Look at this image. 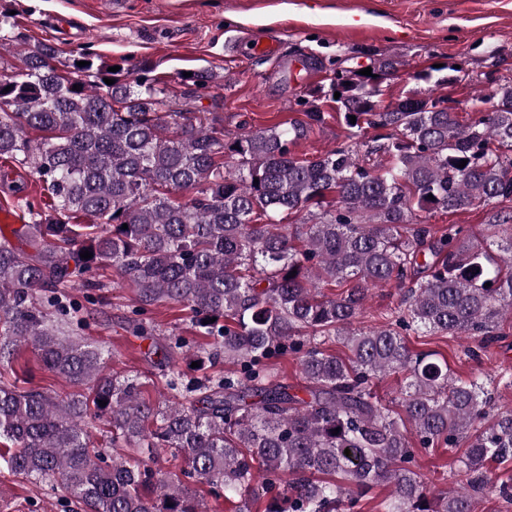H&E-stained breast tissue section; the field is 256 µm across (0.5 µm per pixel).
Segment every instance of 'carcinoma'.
<instances>
[{
	"mask_svg": "<svg viewBox=\"0 0 512 512\" xmlns=\"http://www.w3.org/2000/svg\"><path fill=\"white\" fill-rule=\"evenodd\" d=\"M57 56L37 42L0 79V158L29 168L52 200L49 215L28 208L33 223L13 230L21 245L0 240V364L30 344L76 391L60 397L0 379L7 471L60 489L83 512H205L185 477L237 500V512H251L258 483L270 495L266 512H355L382 485L392 487L382 512H475L470 491L437 493L410 468L400 414L375 385L405 374L401 407L418 444H466L471 491L484 489L488 463L512 464V410L493 411L485 382L455 377L447 361L405 342L419 332L467 336L478 341L468 352L476 359L512 313V225H488L494 257L466 227L436 236L422 219L512 200V83L481 97L485 108L462 123L445 100L416 91L383 107L377 78L338 68L315 98L336 104L349 143L299 159L290 146L323 122L316 105L305 124L229 140L218 115L170 111L147 66L108 85L112 73L92 52L75 51L65 75ZM462 72L431 67L416 79L442 88ZM214 79L205 70L182 78L183 95ZM368 128L393 133L366 149ZM30 130L44 136L35 142ZM292 214L300 223H284ZM80 216L90 223H72ZM105 265L135 289L134 332H147L139 316L149 307L183 304L214 338L198 360L234 369L186 374L176 362L185 340L170 336L151 354H161L164 386L182 403L160 406L142 396L141 376L111 373L100 348L63 337L59 323L78 313L67 288L102 287ZM390 282L405 289L402 307L379 328H355L370 287ZM325 284L340 292L326 296ZM337 339L346 361L324 348ZM286 352L298 355L300 392L268 371ZM97 421L107 448L90 441ZM163 450L182 454L188 470L157 466Z\"/></svg>",
	"mask_w": 512,
	"mask_h": 512,
	"instance_id": "1",
	"label": "carcinoma"
}]
</instances>
